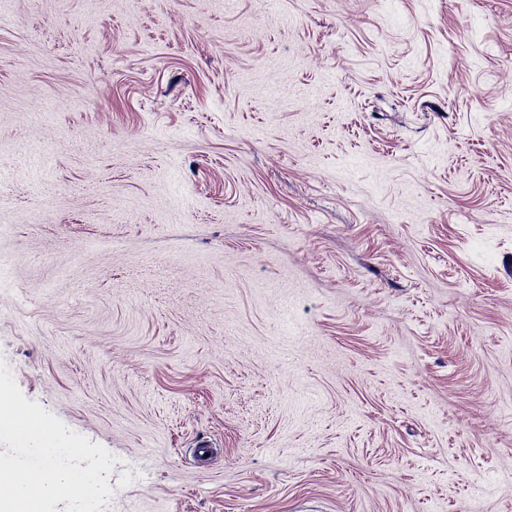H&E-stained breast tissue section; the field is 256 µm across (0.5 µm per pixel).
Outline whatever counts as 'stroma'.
<instances>
[{
  "label": "stroma",
  "mask_w": 512,
  "mask_h": 512,
  "mask_svg": "<svg viewBox=\"0 0 512 512\" xmlns=\"http://www.w3.org/2000/svg\"><path fill=\"white\" fill-rule=\"evenodd\" d=\"M0 360L102 512H512V0H0Z\"/></svg>",
  "instance_id": "obj_1"
}]
</instances>
